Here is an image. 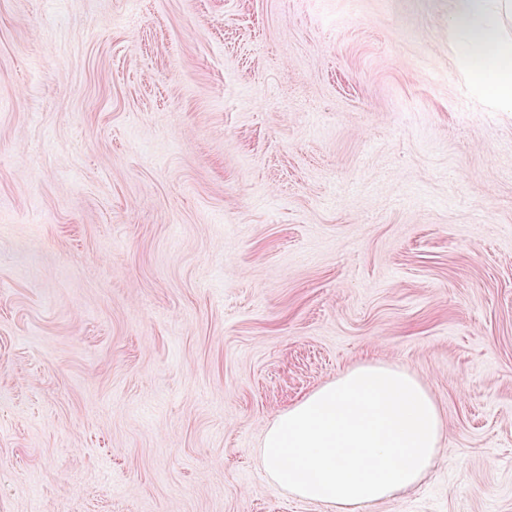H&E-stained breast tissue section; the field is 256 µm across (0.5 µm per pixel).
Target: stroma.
I'll return each instance as SVG.
<instances>
[{
	"label": "stroma",
	"mask_w": 512,
	"mask_h": 512,
	"mask_svg": "<svg viewBox=\"0 0 512 512\" xmlns=\"http://www.w3.org/2000/svg\"><path fill=\"white\" fill-rule=\"evenodd\" d=\"M454 0H0V512H328L274 416L369 359L512 512V112Z\"/></svg>",
	"instance_id": "1"
}]
</instances>
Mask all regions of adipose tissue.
I'll return each mask as SVG.
<instances>
[{"label": "adipose tissue", "mask_w": 512, "mask_h": 512, "mask_svg": "<svg viewBox=\"0 0 512 512\" xmlns=\"http://www.w3.org/2000/svg\"><path fill=\"white\" fill-rule=\"evenodd\" d=\"M512 0H456L466 81L485 105L512 112ZM444 421L429 389L408 371L365 362L280 411L258 450L290 496L364 512L415 487L441 452Z\"/></svg>", "instance_id": "adipose-tissue-1"}]
</instances>
